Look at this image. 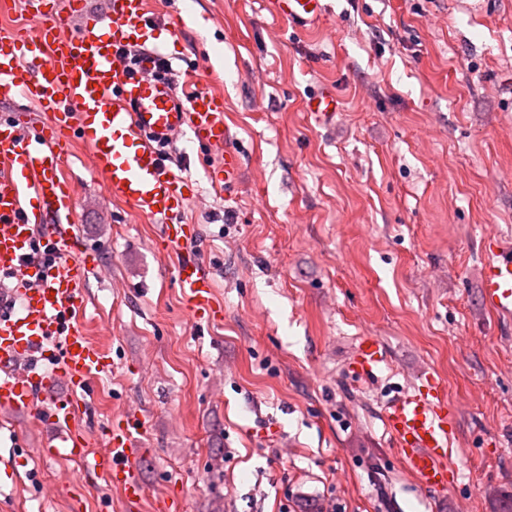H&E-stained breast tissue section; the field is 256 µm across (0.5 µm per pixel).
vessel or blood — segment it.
Wrapping results in <instances>:
<instances>
[{"label":"vessel or blood","instance_id":"vessel-or-blood-1","mask_svg":"<svg viewBox=\"0 0 512 512\" xmlns=\"http://www.w3.org/2000/svg\"><path fill=\"white\" fill-rule=\"evenodd\" d=\"M31 6L35 28L24 33L0 28V95L26 99L33 111L0 119V274L11 280L8 293L20 301L17 312L0 316V408L39 416L52 429L42 453L87 457L95 477L120 489L127 502H139L136 476L143 450L139 415L125 413L105 433L106 451L89 454L81 424L94 372L110 369L112 359L94 343L75 314L82 306L80 284L95 259L82 253L72 230L76 191L61 174L69 146L89 147L94 172L107 189L135 213L161 226L160 239L178 251L176 280L195 321L214 322L222 306L209 270L190 252L194 225L179 217L192 195L179 169L167 162L165 144L187 133L224 148V179L235 180L241 158L224 119L221 96L198 90L179 94L162 76L160 36L147 0H112L110 23L87 18L75 34H62L61 14H80L83 0H47ZM273 16L308 26L326 11L325 0H264ZM143 51L138 61L127 46ZM339 100L333 88L311 93L307 111L333 117ZM42 243L47 255L33 259ZM481 269L485 307L512 316V246L489 237ZM388 359L379 339L362 337L349 368L358 381L377 379ZM71 394L61 397L60 385ZM403 469L429 491L452 488L458 478L452 441L456 417L433 376L394 392L382 409Z\"/></svg>","mask_w":512,"mask_h":512}]
</instances>
